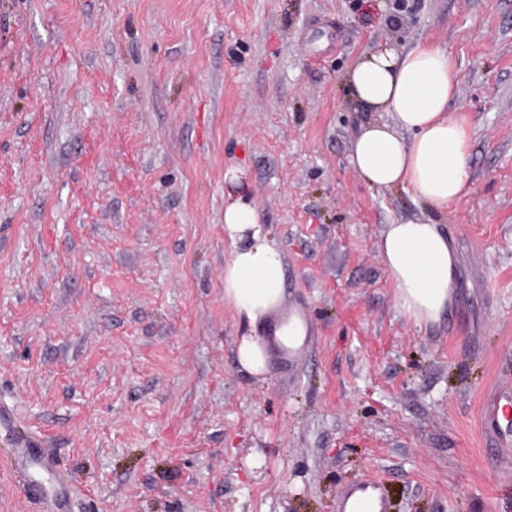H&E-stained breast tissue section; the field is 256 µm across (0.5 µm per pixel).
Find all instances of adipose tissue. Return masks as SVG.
Segmentation results:
<instances>
[{
	"label": "adipose tissue",
	"instance_id": "obj_1",
	"mask_svg": "<svg viewBox=\"0 0 512 512\" xmlns=\"http://www.w3.org/2000/svg\"><path fill=\"white\" fill-rule=\"evenodd\" d=\"M459 76L445 49L420 44L402 50L386 44L360 57L347 76L353 100L391 123L371 122L357 136L354 168L371 185L405 186L430 211L447 209L468 181L469 135L448 117ZM224 302L256 323L285 299V267L266 235L256 207H224ZM386 270L399 303L415 324L439 320L448 305L454 256L430 219L388 225L382 237Z\"/></svg>",
	"mask_w": 512,
	"mask_h": 512
}]
</instances>
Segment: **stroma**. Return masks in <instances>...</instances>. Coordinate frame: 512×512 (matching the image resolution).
<instances>
[{"label": "stroma", "instance_id": "stroma-1", "mask_svg": "<svg viewBox=\"0 0 512 512\" xmlns=\"http://www.w3.org/2000/svg\"><path fill=\"white\" fill-rule=\"evenodd\" d=\"M448 50L469 184L429 214L351 164L345 77L379 45ZM240 179L230 182L229 172ZM283 252L298 364L236 363L224 205ZM431 216L454 253L437 322L400 307L380 248ZM512 389V0H0V512H512L482 431ZM14 459L19 463L27 464L29 462H37L45 468L53 469L54 463L48 454H45L41 448H37V444L31 441H22L15 449ZM33 494L39 495L41 498L49 497L51 506L57 512H64L68 508L70 500V488L63 476L58 475V480L54 489L47 493L42 489H33ZM389 494L377 481H356L344 486L336 505L337 512H390Z\"/></svg>", "mask_w": 512, "mask_h": 512}]
</instances>
